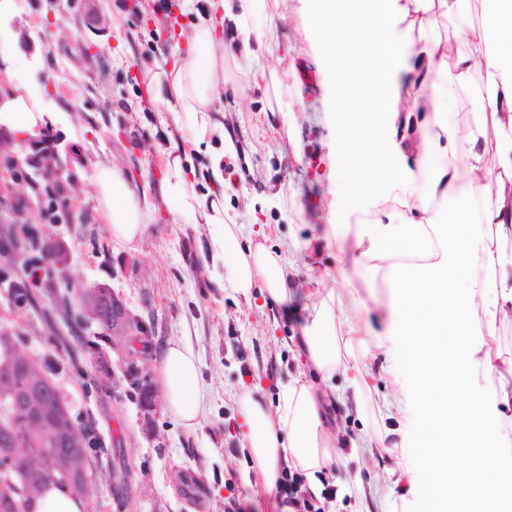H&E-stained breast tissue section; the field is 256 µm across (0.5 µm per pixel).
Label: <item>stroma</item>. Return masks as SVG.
I'll use <instances>...</instances> for the list:
<instances>
[{"instance_id": "35a3bbf8", "label": "stroma", "mask_w": 512, "mask_h": 512, "mask_svg": "<svg viewBox=\"0 0 512 512\" xmlns=\"http://www.w3.org/2000/svg\"><path fill=\"white\" fill-rule=\"evenodd\" d=\"M0 25L10 31L11 70L0 69V93L11 82H34L40 104L57 115L40 125L62 171L60 196L68 222L52 223L30 190L0 192V267L17 215L42 241L62 249L47 273L56 293L79 296L103 283L145 324V333L120 350L93 345L84 331L82 368L64 366L59 380L80 422L92 425L98 459L107 473L86 498L85 512H282L250 467L239 428L236 398L260 387L268 402L306 374L300 346L307 308L322 280L337 268L330 226L336 221L331 167L337 124L326 102L334 85L322 66L323 45L311 35L308 0H264L252 18L261 35L249 80L239 56L224 60V128L238 150L225 152L215 137L194 144L185 122L156 104L147 68H171L186 51L197 15H211L234 33L217 0H12ZM180 146L204 193L212 164L224 171V203L238 215L241 242L287 243L295 283L291 300L271 302L261 289L245 297L220 289L207 270L206 225L184 223L161 203L158 157ZM104 158L118 165L140 193L155 203L145 231L133 243L115 238L105 224L89 180ZM356 287L371 309L370 333L354 345L365 368L364 407L340 403L346 378L319 383L338 436L337 462L318 476L332 488L324 512H420L429 461L422 449H401L417 420L413 407L394 404L397 386L389 353L383 274L364 267ZM22 332V351L59 358L52 336L33 311L16 308L0 287V330ZM190 344L201 363L199 385L206 411L195 430L185 429L162 403L157 368L163 346ZM153 391L155 411L144 412Z\"/></svg>"}]
</instances>
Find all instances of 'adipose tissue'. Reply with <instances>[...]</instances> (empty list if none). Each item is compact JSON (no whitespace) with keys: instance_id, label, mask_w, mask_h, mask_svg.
<instances>
[{"instance_id":"ef3b65f1","label":"adipose tissue","mask_w":512,"mask_h":512,"mask_svg":"<svg viewBox=\"0 0 512 512\" xmlns=\"http://www.w3.org/2000/svg\"><path fill=\"white\" fill-rule=\"evenodd\" d=\"M460 0H312V36L336 38L347 15L358 32L346 66L323 57L335 84L328 107L341 119L334 173L339 190L333 233L338 275L353 284L366 263L382 270L392 289L387 334L412 374L397 401L422 409L421 445L434 459L423 483L429 512H512V357L492 350L498 326L512 321V0H482L478 33L486 49L474 59L456 43L430 38L438 16H451ZM224 40L210 18L199 17L187 36L181 63L149 76L154 102L180 110L194 143L225 133L218 105L224 89ZM360 76L350 97V72ZM469 92L465 130L448 120L461 92ZM39 93L22 83L0 102V114L25 128L44 121ZM364 118L376 149L360 161L351 145L347 112ZM162 196L189 224L206 225L211 265L223 287L243 296L262 287L287 303L294 282L285 250L258 242L239 247L240 226L223 194L198 193L186 156H162ZM90 185L114 237L134 242L149 214L123 171L100 162ZM393 199L395 210L368 224L351 225L365 196ZM369 309L359 293L348 307L326 289L309 310L302 347L317 376H350L355 402L365 398L364 371L351 348L368 332ZM486 384H479L478 376ZM200 361L181 342L164 346L159 377L167 409L185 428L203 414ZM251 467L275 491L283 466L302 471L312 491L334 458L336 439L315 387L296 380L276 404L252 389L237 399Z\"/></svg>"}]
</instances>
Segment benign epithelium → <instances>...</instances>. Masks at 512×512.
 Here are the masks:
<instances>
[{
	"label": "benign epithelium",
	"instance_id": "1",
	"mask_svg": "<svg viewBox=\"0 0 512 512\" xmlns=\"http://www.w3.org/2000/svg\"><path fill=\"white\" fill-rule=\"evenodd\" d=\"M13 141L0 137V153L8 163L0 168V179H14V169L20 163L18 155L11 152ZM36 179L57 182L60 169L52 155L36 164ZM114 311L108 326L110 345L123 348L130 336L143 332V322L127 307L112 296ZM101 294L79 297V306L86 321H100ZM0 355L5 364L0 366V386L5 392L0 396L11 401L16 415L23 417L22 425H14L0 439V475L19 478L17 492L28 496L31 487L29 474L38 473L46 480L62 475L75 488L87 486L85 481L87 450L83 443L79 421L70 411L68 401L59 390L55 379L37 368V360L14 346L11 333L0 334ZM24 365L23 383H14V366Z\"/></svg>",
	"mask_w": 512,
	"mask_h": 512
}]
</instances>
